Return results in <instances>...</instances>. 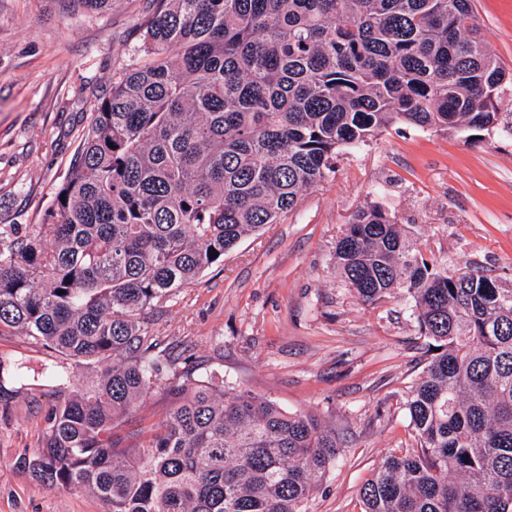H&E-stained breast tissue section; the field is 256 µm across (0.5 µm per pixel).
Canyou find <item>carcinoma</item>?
<instances>
[{
	"mask_svg": "<svg viewBox=\"0 0 512 512\" xmlns=\"http://www.w3.org/2000/svg\"><path fill=\"white\" fill-rule=\"evenodd\" d=\"M141 48L43 222L0 229V335L91 370L17 463L104 512H305L336 434L196 374L140 315L394 123L511 135L498 101L512 72L473 0H156ZM334 259L367 304L402 290L440 348L405 404L416 446L361 485L362 512H512V288L429 266L379 204L351 216ZM43 375L73 384L58 365ZM157 394L168 411L122 445Z\"/></svg>",
	"mask_w": 512,
	"mask_h": 512,
	"instance_id": "cac0c4a2",
	"label": "carcinoma"
}]
</instances>
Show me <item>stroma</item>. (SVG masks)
<instances>
[{"label":"stroma","mask_w":512,"mask_h":512,"mask_svg":"<svg viewBox=\"0 0 512 512\" xmlns=\"http://www.w3.org/2000/svg\"><path fill=\"white\" fill-rule=\"evenodd\" d=\"M490 51L512 70V0H475ZM153 0H112L96 12L73 0H0V227L41 223L68 173L90 110L139 64ZM377 202L410 227L424 258L479 269L512 288V135L397 123L340 155L328 181L262 235H250L143 320L162 346L195 357L225 388L317 416L342 442L306 512H361L358 487L384 457L410 447L404 405L428 362L402 291L368 305L346 287L333 252L360 207ZM29 374L51 362L24 336L0 335V358ZM0 402V512H103L89 493L46 488L19 468L43 442L53 383L6 380Z\"/></svg>","instance_id":"1"}]
</instances>
